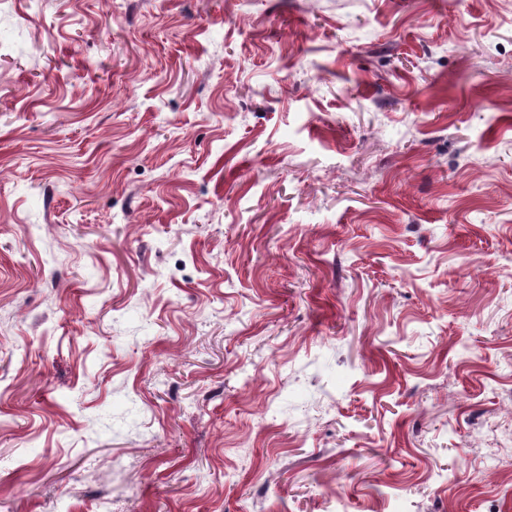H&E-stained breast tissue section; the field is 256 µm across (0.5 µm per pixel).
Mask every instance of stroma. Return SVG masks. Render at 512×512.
Wrapping results in <instances>:
<instances>
[{
	"mask_svg": "<svg viewBox=\"0 0 512 512\" xmlns=\"http://www.w3.org/2000/svg\"><path fill=\"white\" fill-rule=\"evenodd\" d=\"M512 512V0H0V512Z\"/></svg>",
	"mask_w": 512,
	"mask_h": 512,
	"instance_id": "obj_1",
	"label": "stroma"
}]
</instances>
